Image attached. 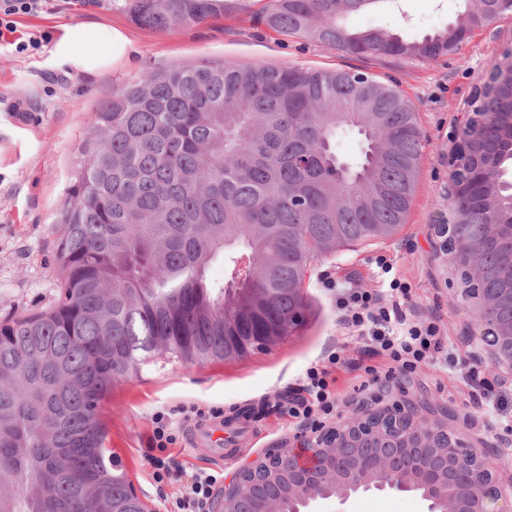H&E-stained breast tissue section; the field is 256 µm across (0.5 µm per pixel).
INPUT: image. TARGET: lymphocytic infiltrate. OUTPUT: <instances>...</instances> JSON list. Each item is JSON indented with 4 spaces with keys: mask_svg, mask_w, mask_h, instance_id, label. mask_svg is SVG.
Listing matches in <instances>:
<instances>
[{
    "mask_svg": "<svg viewBox=\"0 0 512 512\" xmlns=\"http://www.w3.org/2000/svg\"><path fill=\"white\" fill-rule=\"evenodd\" d=\"M57 0H0V43L13 41L15 51L24 54L39 50L41 40L31 37L17 39L16 19L23 15L51 12ZM378 275H390L386 295L369 288H356L332 276H324V287L335 290L336 308L340 321L349 333L368 337L371 355L381 358V365L365 366L372 381L392 378L395 373H415L422 364L436 361L445 348L440 324L431 318H421L412 311L410 284L394 277V263L387 256L375 260ZM339 362L337 354L311 364L305 371L299 388L289 397L280 413L288 415L293 426L321 429L338 409L339 397L333 370ZM220 472L199 470L193 473L175 502L177 512L193 508L205 512Z\"/></svg>",
    "mask_w": 512,
    "mask_h": 512,
    "instance_id": "lymphocytic-infiltrate-1",
    "label": "lymphocytic infiltrate"
}]
</instances>
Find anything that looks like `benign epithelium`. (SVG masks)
Masks as SVG:
<instances>
[{
	"instance_id": "benign-epithelium-1",
	"label": "benign epithelium",
	"mask_w": 512,
	"mask_h": 512,
	"mask_svg": "<svg viewBox=\"0 0 512 512\" xmlns=\"http://www.w3.org/2000/svg\"><path fill=\"white\" fill-rule=\"evenodd\" d=\"M487 77L477 80L458 118L465 129L478 119L473 109ZM496 301L479 299L476 317L486 326L482 341L490 347L495 368L512 375V353L499 352L503 337L491 321ZM448 410L429 402L398 401L355 414L336 427L303 432L293 444L270 450L265 459L240 471L212 497L210 512H233V504L254 492V476L275 462L282 488L295 503L293 512H309L318 499L344 505L361 492L396 491L420 497L427 512H512V480L503 481L506 453L472 448L462 428L447 431L439 448L435 434L445 430Z\"/></svg>"
}]
</instances>
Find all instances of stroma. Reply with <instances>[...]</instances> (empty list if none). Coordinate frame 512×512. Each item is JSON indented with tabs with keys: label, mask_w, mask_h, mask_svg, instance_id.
<instances>
[{
	"label": "stroma",
	"mask_w": 512,
	"mask_h": 512,
	"mask_svg": "<svg viewBox=\"0 0 512 512\" xmlns=\"http://www.w3.org/2000/svg\"><path fill=\"white\" fill-rule=\"evenodd\" d=\"M460 11V0H385L379 10L349 17L347 24L388 28L418 39L457 21ZM82 24L123 28L135 54L96 74L74 71L58 59L56 46L69 27ZM17 28L24 36L41 39L43 47L34 55H18L13 46L0 45V319L54 303L59 270L52 227L75 179L77 149L87 136L88 118L116 88L153 71L203 61L337 67L394 79L418 109L425 148L406 224L391 238L343 248L311 263L303 284L315 311L308 326L236 360L187 366L158 354L113 386L101 409L106 445L120 457L151 512H172L181 491L180 482L159 484L153 478L150 437L156 412L217 408L231 426L242 412H252L256 440L230 459H215L209 449L197 445L193 429L202 420L195 416L180 421L184 435L169 451L187 471L220 469L225 478H232L262 460L270 448L292 443L296 431L276 410L275 402L299 384L311 363L334 349L341 352L333 371L336 389L346 402L339 419L351 416L362 401L376 399L387 406L401 399L424 400L470 420L467 433L478 446L490 449L512 442V379L496 376L487 361L474 357L467 335L480 333L481 326L462 306L461 275L440 251L437 233L440 221L448 216L445 157L455 122L477 77L504 49H512V18L473 30L457 52L426 61L341 56L303 38L277 35L249 11L220 14L201 25L159 33L133 22L129 0H99L88 7L71 0L61 11L20 17ZM18 101L23 111H10V104ZM379 255L394 259L397 276L411 283L419 312L440 317L448 356L421 366L412 379L398 377L385 389L357 393L353 387L361 371L356 364L366 340L349 335L339 324L334 296L322 288L321 277L328 272L340 281L382 287L373 263ZM464 360L496 384L492 398L478 408L469 402L470 387L460 367ZM344 509L425 512L426 506L410 494L368 492L351 498Z\"/></svg>",
	"instance_id": "1"
}]
</instances>
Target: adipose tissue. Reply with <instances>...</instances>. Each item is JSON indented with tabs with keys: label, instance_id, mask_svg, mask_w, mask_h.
I'll list each match as a JSON object with an SVG mask.
<instances>
[{
	"label": "adipose tissue",
	"instance_id": "obj_1",
	"mask_svg": "<svg viewBox=\"0 0 512 512\" xmlns=\"http://www.w3.org/2000/svg\"><path fill=\"white\" fill-rule=\"evenodd\" d=\"M133 43L116 27L95 29L81 25L71 28L67 39L58 44L59 58L80 73L93 74L128 60Z\"/></svg>",
	"mask_w": 512,
	"mask_h": 512
}]
</instances>
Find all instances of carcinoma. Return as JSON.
Masks as SVG:
<instances>
[{"instance_id":"obj_1","label":"carcinoma","mask_w":512,"mask_h":512,"mask_svg":"<svg viewBox=\"0 0 512 512\" xmlns=\"http://www.w3.org/2000/svg\"><path fill=\"white\" fill-rule=\"evenodd\" d=\"M253 0H130L133 21L167 32ZM277 34L341 55L427 60L465 40L448 26L420 40L348 28L385 0H261ZM483 0L472 27L495 21ZM512 64L494 66L462 133L466 170L492 161L486 187L448 190L449 253L483 256L481 287L512 328V153L499 113ZM56 220L58 295L0 321V512H148L106 447L100 409L153 354L185 364L242 358L231 336L280 339L303 326L310 262L395 235L406 223L425 143L418 112L393 82L345 69L203 62L112 92L88 123ZM356 132L360 156L336 152ZM224 279H211V267Z\"/></svg>"}]
</instances>
